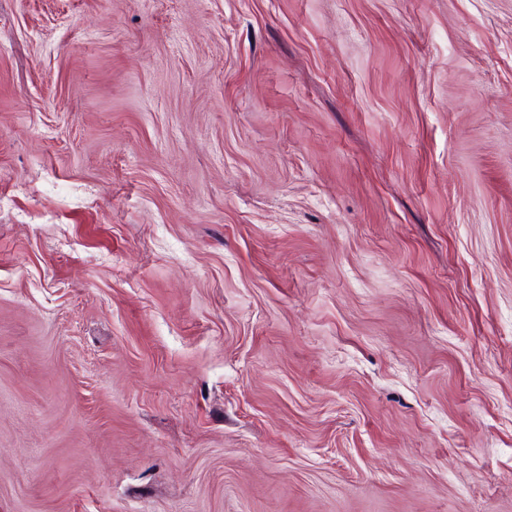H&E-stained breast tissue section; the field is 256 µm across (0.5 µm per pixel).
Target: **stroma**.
<instances>
[{
	"label": "stroma",
	"instance_id": "1",
	"mask_svg": "<svg viewBox=\"0 0 512 512\" xmlns=\"http://www.w3.org/2000/svg\"><path fill=\"white\" fill-rule=\"evenodd\" d=\"M0 512H512V0H0Z\"/></svg>",
	"mask_w": 512,
	"mask_h": 512
}]
</instances>
